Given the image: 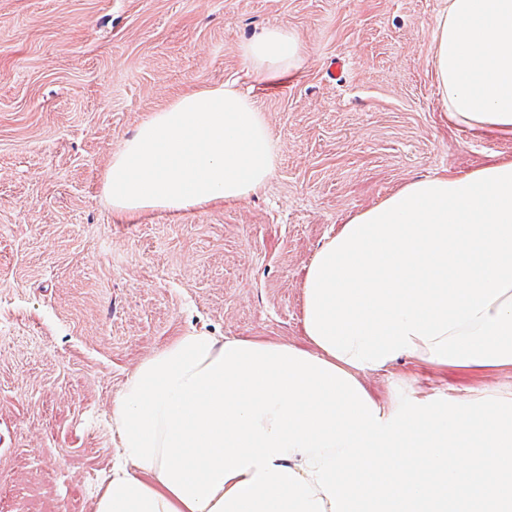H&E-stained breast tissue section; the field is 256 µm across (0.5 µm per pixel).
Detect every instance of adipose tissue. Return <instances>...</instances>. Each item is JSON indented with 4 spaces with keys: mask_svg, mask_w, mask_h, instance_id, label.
Segmentation results:
<instances>
[{
    "mask_svg": "<svg viewBox=\"0 0 512 512\" xmlns=\"http://www.w3.org/2000/svg\"><path fill=\"white\" fill-rule=\"evenodd\" d=\"M430 65L449 124L512 139V0H448ZM292 74L290 28L245 47ZM264 114L222 85L155 112L104 192L133 216L260 189ZM301 336L185 333L112 400L118 460L94 512H512V388L439 399L374 388L400 359L512 372V156L409 181L326 235L301 285Z\"/></svg>",
    "mask_w": 512,
    "mask_h": 512,
    "instance_id": "1",
    "label": "adipose tissue"
}]
</instances>
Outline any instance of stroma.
I'll list each match as a JSON object with an SVG mask.
<instances>
[{"instance_id":"obj_1","label":"stroma","mask_w":512,"mask_h":512,"mask_svg":"<svg viewBox=\"0 0 512 512\" xmlns=\"http://www.w3.org/2000/svg\"><path fill=\"white\" fill-rule=\"evenodd\" d=\"M447 0H0V512H92L115 456L112 398L186 332L300 333L304 268L333 226L401 185L512 156L449 126L430 66ZM285 26L292 75L243 47ZM346 60L341 78L325 68ZM228 84L266 116L269 181L238 204L117 220L113 154L176 97ZM463 397L512 374L419 367L379 389ZM303 42L290 28L265 31L245 46V54L258 79L275 81L290 76L303 60Z\"/></svg>"}]
</instances>
